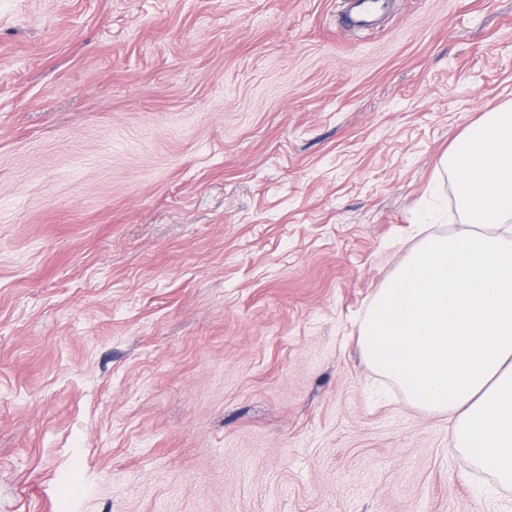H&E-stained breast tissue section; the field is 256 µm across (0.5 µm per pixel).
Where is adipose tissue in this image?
Here are the masks:
<instances>
[{"mask_svg": "<svg viewBox=\"0 0 512 512\" xmlns=\"http://www.w3.org/2000/svg\"><path fill=\"white\" fill-rule=\"evenodd\" d=\"M461 217L429 235L371 299L365 364L452 424L455 449L512 491V101L471 124L442 158Z\"/></svg>", "mask_w": 512, "mask_h": 512, "instance_id": "ef3b65f1", "label": "adipose tissue"}]
</instances>
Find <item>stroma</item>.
I'll list each match as a JSON object with an SVG mask.
<instances>
[{"instance_id":"obj_1","label":"stroma","mask_w":512,"mask_h":512,"mask_svg":"<svg viewBox=\"0 0 512 512\" xmlns=\"http://www.w3.org/2000/svg\"><path fill=\"white\" fill-rule=\"evenodd\" d=\"M344 8L0 0V512H488L357 339L512 0ZM347 18L351 25L369 27L376 15L385 10V0H349Z\"/></svg>"}]
</instances>
